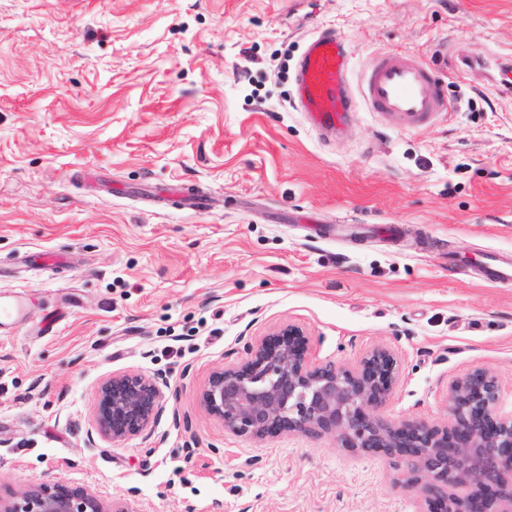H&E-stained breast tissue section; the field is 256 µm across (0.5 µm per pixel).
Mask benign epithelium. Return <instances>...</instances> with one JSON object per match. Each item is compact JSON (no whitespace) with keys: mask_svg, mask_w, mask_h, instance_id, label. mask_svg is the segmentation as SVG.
<instances>
[{"mask_svg":"<svg viewBox=\"0 0 512 512\" xmlns=\"http://www.w3.org/2000/svg\"><path fill=\"white\" fill-rule=\"evenodd\" d=\"M398 362L377 347L353 366L316 364L296 326L270 332L246 347L240 364L213 372L200 389L203 408L236 436H331L341 448L404 465L401 485L421 494V512H512V413L497 409L498 378L471 369L448 384L449 421H395L382 409ZM161 375L118 372L97 391L98 434L121 443L147 430L161 408ZM0 512H127L84 487L40 484Z\"/></svg>","mask_w":512,"mask_h":512,"instance_id":"obj_1","label":"benign epithelium"}]
</instances>
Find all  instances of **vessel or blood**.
<instances>
[{
  "label": "vessel or blood",
  "mask_w": 512,
  "mask_h": 512,
  "mask_svg": "<svg viewBox=\"0 0 512 512\" xmlns=\"http://www.w3.org/2000/svg\"><path fill=\"white\" fill-rule=\"evenodd\" d=\"M437 70L413 54L387 52L360 76H353L344 40L332 30L308 39L296 78L300 111L309 113L322 129L343 128L349 112L365 106L410 129L431 114L448 109ZM476 269L487 282L512 283V259L486 254ZM24 299L0 297V330H8L24 316Z\"/></svg>",
  "instance_id": "b4317fda"
}]
</instances>
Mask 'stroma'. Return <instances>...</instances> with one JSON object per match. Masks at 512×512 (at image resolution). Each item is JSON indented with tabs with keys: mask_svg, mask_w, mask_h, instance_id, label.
<instances>
[{
	"mask_svg": "<svg viewBox=\"0 0 512 512\" xmlns=\"http://www.w3.org/2000/svg\"><path fill=\"white\" fill-rule=\"evenodd\" d=\"M328 28L357 72L422 56L451 111L315 130L294 72ZM506 77L512 0H0V296L26 303L0 334V497L59 482L127 512H420L391 460L234 436L198 394L292 324L317 363L391 349L389 418L446 421L449 381L477 367L512 412V286L453 264L512 256ZM116 372L169 381L119 444L93 434Z\"/></svg>",
	"mask_w": 512,
	"mask_h": 512,
	"instance_id": "1",
	"label": "stroma"
}]
</instances>
